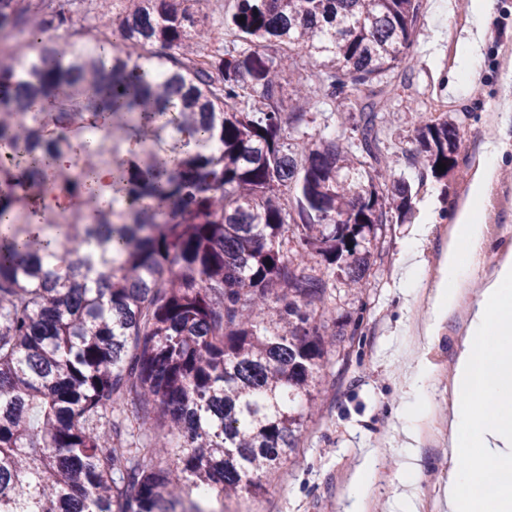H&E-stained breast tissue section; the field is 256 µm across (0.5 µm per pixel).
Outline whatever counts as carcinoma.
<instances>
[{
  "instance_id": "obj_1",
  "label": "carcinoma",
  "mask_w": 512,
  "mask_h": 512,
  "mask_svg": "<svg viewBox=\"0 0 512 512\" xmlns=\"http://www.w3.org/2000/svg\"><path fill=\"white\" fill-rule=\"evenodd\" d=\"M206 2L0 0V512L267 494L358 335L326 271L368 288L370 237L412 210L377 119L420 0H233L219 26ZM314 78L351 142L286 135ZM459 135L422 119L410 156L445 178ZM60 193L84 199L63 225L33 203Z\"/></svg>"
}]
</instances>
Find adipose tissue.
<instances>
[{"label":"adipose tissue","instance_id":"obj_1","mask_svg":"<svg viewBox=\"0 0 512 512\" xmlns=\"http://www.w3.org/2000/svg\"><path fill=\"white\" fill-rule=\"evenodd\" d=\"M497 0H473L471 26L458 37L461 76L472 75L483 59L486 32ZM499 146L486 141L467 201L454 218L455 233L441 256L442 278L430 298L426 336L454 312L462 287L480 283L468 310L465 334L456 346L448 405V479L442 487L447 512H512V251L492 276L480 274L478 257L488 242L481 202L497 173ZM430 368L419 360L403 373L405 423L403 478L394 491L397 512H416L421 455L417 423L423 413Z\"/></svg>","mask_w":512,"mask_h":512}]
</instances>
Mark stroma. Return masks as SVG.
<instances>
[{
	"label": "stroma",
	"instance_id": "obj_1",
	"mask_svg": "<svg viewBox=\"0 0 512 512\" xmlns=\"http://www.w3.org/2000/svg\"><path fill=\"white\" fill-rule=\"evenodd\" d=\"M437 0H421L413 44L412 71L406 87L388 96L378 123L379 137L394 163L387 176L420 184L413 210L405 223L383 229L376 242L377 261L366 292L343 297L338 316L361 318V334L348 362H328L322 372L319 415L307 421L300 448L270 478L269 495L254 504V512H349V487L366 452L375 465L372 492L360 512H392L390 504L399 484L401 458L397 452L404 419L400 373L412 360L429 365L432 378L429 406L419 422L424 466L418 485L417 512H442L440 472L446 446L448 383L455 345L465 333L466 319L449 315L434 340L412 337L410 330L425 325L430 291L417 288L403 294L398 263L402 245L424 208L434 214L433 226L422 243V266L438 269L453 231L455 212L468 198L482 146L494 138L505 159L489 186L481 217L493 225L492 238L482 255V272L491 275L512 243V204L500 207L498 195L512 196V0H497V16L488 35L481 67L463 92H450L446 79L457 66V37L470 25V9L451 0L450 10L436 13ZM441 99L446 115L460 127L458 166L447 178L423 175L421 163L407 159L412 149L418 114L428 112L431 99ZM349 100L314 93L310 111L298 136L330 140L348 136ZM496 125H489V112Z\"/></svg>",
	"mask_w": 512,
	"mask_h": 512
}]
</instances>
